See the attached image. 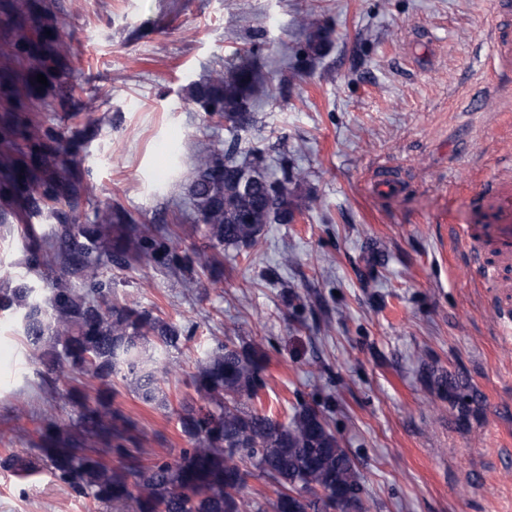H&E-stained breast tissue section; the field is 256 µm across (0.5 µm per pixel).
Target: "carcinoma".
<instances>
[{
	"instance_id": "1",
	"label": "carcinoma",
	"mask_w": 512,
	"mask_h": 512,
	"mask_svg": "<svg viewBox=\"0 0 512 512\" xmlns=\"http://www.w3.org/2000/svg\"><path fill=\"white\" fill-rule=\"evenodd\" d=\"M256 66L254 60L217 72L198 86L195 99L203 111L233 129L249 126L254 116L248 91ZM60 142L61 135L47 133L37 148L41 160L55 155ZM196 164L189 195L214 248L251 246L266 225L286 224L307 209L288 188L306 179L304 170L278 178L237 141L202 150ZM6 179V190L24 195L36 214L50 204L63 202L73 210L79 205V188L66 176L38 178L25 167L9 170ZM27 251L33 268L51 273L53 288L43 295L20 283L0 292V311L17 314L46 381L79 375L97 381L99 388L92 403L76 390L69 392L78 408L74 429L63 432L46 422L39 432L38 461L7 458L1 467L26 474L41 462L74 493L132 512H335L339 498L360 500L356 463L324 412L300 403L282 420L257 407L266 355L232 341L198 361L190 375L195 396L173 410L191 447L172 460L143 463L135 422L118 409L107 420L105 411L117 381L143 404L169 407L162 383L177 372L175 353L186 336L179 325L112 296L100 278L101 258L135 268L144 262L171 266L176 256L112 208L101 211L96 224L31 232ZM72 278L84 288L71 287ZM107 454L117 464L107 463ZM251 478L274 486L276 498L266 504L244 497Z\"/></svg>"
}]
</instances>
